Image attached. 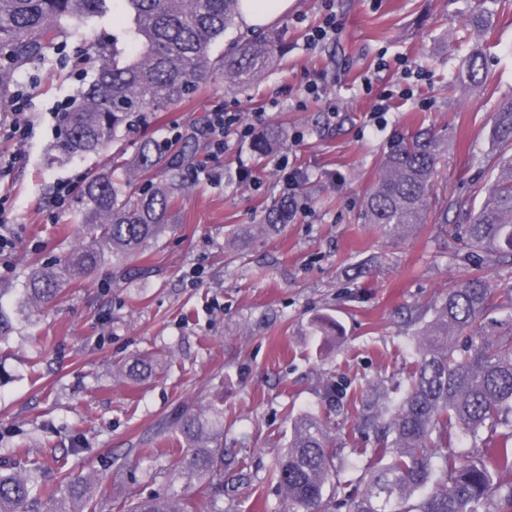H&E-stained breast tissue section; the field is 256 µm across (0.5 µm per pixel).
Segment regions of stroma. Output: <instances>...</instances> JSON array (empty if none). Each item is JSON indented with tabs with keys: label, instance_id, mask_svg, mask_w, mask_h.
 I'll list each match as a JSON object with an SVG mask.
<instances>
[{
	"label": "stroma",
	"instance_id": "1",
	"mask_svg": "<svg viewBox=\"0 0 512 512\" xmlns=\"http://www.w3.org/2000/svg\"><path fill=\"white\" fill-rule=\"evenodd\" d=\"M478 2L335 0L340 35L310 51L303 31L318 21L322 0H295L266 27L286 50L259 82L241 92L203 87L119 143L131 159L144 138L166 139L176 125L178 147L196 164L165 234L139 258L151 274L124 277L107 265L38 311L21 301L26 278L81 242L79 202L51 213L53 188L63 179L85 185L112 161L108 150L62 151L55 114L61 102L78 100L95 72L86 40L108 44L121 35L119 0H106L85 29L16 72L34 130L20 144L0 138V154L17 157L0 179L15 240L0 258V317L9 327L0 343V467L13 466L14 448L24 446L93 474L99 494L116 505L174 490L200 503V484L183 478L168 455L171 420L217 403L224 407L221 508L283 512L271 471L290 434L288 405L327 422L337 512H346L342 503L365 465L356 451L377 440L356 409L369 415L403 395L431 305L467 273L465 219L455 203L480 202L497 152L492 115L512 95V0H492L487 35L463 40ZM474 46L485 55L479 83L459 68ZM382 54L406 57L426 77L376 124L361 79ZM307 70L335 79L331 103L297 107L293 89ZM231 102L247 119L264 108L255 132L285 129L288 166L305 176L298 193L309 214L279 233L259 230L282 197L275 155L253 157L250 141L231 135L214 160L194 133L208 112ZM422 129L446 150L435 195L450 205L448 222L387 239L364 223L365 199L390 144ZM323 316L336 318L342 335L322 345L312 329ZM146 353L161 374L138 382L119 376L118 365ZM331 383L340 389L333 397Z\"/></svg>",
	"mask_w": 512,
	"mask_h": 512
}]
</instances>
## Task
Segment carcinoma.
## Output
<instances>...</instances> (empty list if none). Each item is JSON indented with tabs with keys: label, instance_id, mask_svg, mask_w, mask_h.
I'll use <instances>...</instances> for the list:
<instances>
[{
	"label": "carcinoma",
	"instance_id": "1",
	"mask_svg": "<svg viewBox=\"0 0 512 512\" xmlns=\"http://www.w3.org/2000/svg\"><path fill=\"white\" fill-rule=\"evenodd\" d=\"M105 0H0V111L11 93L14 74L58 41L73 34L70 22H88ZM129 45L92 42L98 66L63 122V146L72 153L97 152L120 140L132 117L164 112L218 80L231 90L258 81L273 65L280 42L273 35L241 42L219 59L211 44L235 24L241 0H122ZM493 13H474L468 27L490 28ZM460 69L472 81L483 71L481 52L463 57ZM492 135L500 147L497 173L478 207L467 211L464 233L475 254L472 271L433 306L434 319L420 333L416 361L404 397L382 409V432L375 448H356L367 457L365 477L345 499L348 512H512V333L502 335L493 310H512V291L494 284L492 270L512 263V96L493 113ZM272 127L252 144L261 157L285 144ZM442 163L435 136L418 131L400 137L385 155L381 172L365 202V221L387 237L405 236L425 224H446L448 215L432 207ZM189 155L175 156L152 138L131 162H116L88 181L81 197L82 246L32 273L23 288L27 304L48 306L79 274L107 262L124 275L149 268L129 261L155 242L175 207L174 190L183 183ZM160 169L165 182L137 193V177ZM288 203H275L264 230L275 234L288 223ZM337 322L323 317L314 335L326 339ZM141 380L152 365L138 359L119 371ZM288 447L278 458L275 477L288 512H329L325 499L335 477V443L326 422L286 412ZM224 409L183 410L172 421L185 448L175 468L222 493ZM464 441L477 449L471 461L454 451ZM17 470L0 468V512H112L87 478L56 463L59 478L41 479L49 466L16 452ZM199 505L172 492L164 501L138 499L122 512H196Z\"/></svg>",
	"mask_w": 512,
	"mask_h": 512
}]
</instances>
